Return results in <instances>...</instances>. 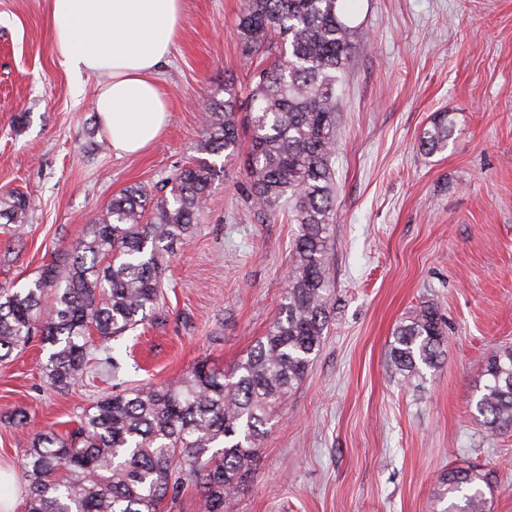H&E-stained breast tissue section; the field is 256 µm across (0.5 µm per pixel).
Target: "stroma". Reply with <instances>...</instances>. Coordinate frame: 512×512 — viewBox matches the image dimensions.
Returning a JSON list of instances; mask_svg holds the SVG:
<instances>
[{"label": "stroma", "instance_id": "35a3bbf8", "mask_svg": "<svg viewBox=\"0 0 512 512\" xmlns=\"http://www.w3.org/2000/svg\"><path fill=\"white\" fill-rule=\"evenodd\" d=\"M183 4L158 74L167 129L119 157L96 117V78L56 61L48 0H0V196L30 198L23 223H0V288L31 283L128 186L167 195L226 80L246 119L256 61L234 33L243 0ZM351 12L360 36L337 119L328 329L230 512H440L441 474L467 465L489 475L490 512H512V433L487 436L476 408L488 356L512 347V0H355ZM439 112L454 132L427 155L420 137ZM216 163L193 234L167 258L163 304L123 339L119 377L92 360L55 388L35 341L0 362V495L14 512H26L34 434H66L101 397L174 382L198 361L228 368L276 317L296 227L244 203L243 156ZM425 304L446 323L443 356L406 388L389 345Z\"/></svg>", "mask_w": 512, "mask_h": 512}]
</instances>
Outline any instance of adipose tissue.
<instances>
[{
  "label": "adipose tissue",
  "instance_id": "ef3b65f1",
  "mask_svg": "<svg viewBox=\"0 0 512 512\" xmlns=\"http://www.w3.org/2000/svg\"><path fill=\"white\" fill-rule=\"evenodd\" d=\"M58 63L98 77L95 109L115 155L154 145L169 104L157 80L182 25L183 0H49Z\"/></svg>",
  "mask_w": 512,
  "mask_h": 512
}]
</instances>
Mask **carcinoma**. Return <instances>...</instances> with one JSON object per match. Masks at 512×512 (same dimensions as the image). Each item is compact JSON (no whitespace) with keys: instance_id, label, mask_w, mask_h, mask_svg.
I'll return each instance as SVG.
<instances>
[{"instance_id":"obj_1","label":"carcinoma","mask_w":512,"mask_h":512,"mask_svg":"<svg viewBox=\"0 0 512 512\" xmlns=\"http://www.w3.org/2000/svg\"><path fill=\"white\" fill-rule=\"evenodd\" d=\"M345 2L244 0L236 21L242 53L264 64L250 81L246 203L270 218L285 212L297 225L278 316L229 371L202 362L173 383L102 398L68 438L35 434L22 453L27 512H158L187 475L199 479L205 512H228L266 425L306 377L328 325L336 87L354 65L359 37ZM224 93L204 114L203 155L238 150L233 83ZM450 135L448 113L439 112L420 147L440 152ZM215 174L202 157L175 174L168 197L127 187L30 286L1 288L0 361L37 337L48 348L50 384L77 383L93 336L119 341L159 307L165 256L192 235ZM28 206L25 193L12 191L0 199V220L18 224ZM444 341L445 322L432 305L399 325L389 356L401 381L412 385L438 368ZM485 376L480 423L491 436L512 432V347L489 357ZM440 483L462 494L444 512H487L481 471L452 467Z\"/></svg>"}]
</instances>
